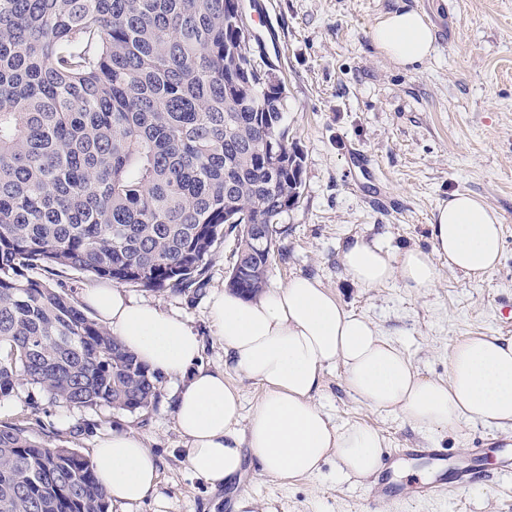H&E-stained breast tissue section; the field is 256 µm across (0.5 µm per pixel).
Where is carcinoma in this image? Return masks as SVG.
<instances>
[{
	"label": "carcinoma",
	"instance_id": "1",
	"mask_svg": "<svg viewBox=\"0 0 512 512\" xmlns=\"http://www.w3.org/2000/svg\"><path fill=\"white\" fill-rule=\"evenodd\" d=\"M228 0H0V398L135 412L154 373L49 277L205 283L224 225L229 287H268L304 190L284 82ZM93 462L0 421V512H108Z\"/></svg>",
	"mask_w": 512,
	"mask_h": 512
}]
</instances>
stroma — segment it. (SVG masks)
<instances>
[{"instance_id":"1","label":"stroma","mask_w":512,"mask_h":512,"mask_svg":"<svg viewBox=\"0 0 512 512\" xmlns=\"http://www.w3.org/2000/svg\"><path fill=\"white\" fill-rule=\"evenodd\" d=\"M260 6L267 31L262 60L284 80V123L304 156L302 197L279 226L270 287L296 276L320 279L347 310L366 315L410 356L422 376H448V352L468 336L512 337L500 325L498 301L512 296V0H243ZM423 14L435 35L424 66L406 70L383 56L371 38L378 18L397 6ZM368 155L388 192L374 198L366 176L354 170V151ZM483 199L502 218L499 265L479 278L437 260L435 288L414 292L393 282L362 288L340 264L342 247L362 237L391 252L431 251L428 226L441 200L454 192ZM237 238L228 229L210 259L201 288L153 291L133 285L126 293L160 304L186 319L204 343L203 366L224 365V348L211 326L207 300L227 287ZM157 404L130 413L108 406L75 409L25 396L0 400V421L21 417L44 423L41 438L91 455L103 436L125 428L140 434L158 464L152 496L131 512H235L236 496L253 512H512V479L474 484L422 501L415 486L434 475L408 461L395 482L400 495L368 507V484L342 480L334 464L293 480L264 474L246 463L237 492L211 488L189 468L172 415L179 379L158 376ZM318 404L335 424L379 429L388 450L434 446L449 465L467 459L488 438L512 449V428L468 421L457 430L430 433L399 414L377 413L343 384L341 367L326 369Z\"/></svg>"}]
</instances>
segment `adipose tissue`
<instances>
[{"label":"adipose tissue","mask_w":512,"mask_h":512,"mask_svg":"<svg viewBox=\"0 0 512 512\" xmlns=\"http://www.w3.org/2000/svg\"><path fill=\"white\" fill-rule=\"evenodd\" d=\"M372 37L379 51L405 68L424 65L434 51L431 24L403 6L386 12ZM429 237L431 252L410 248L396 254L357 238L343 247L341 264L363 288L393 281L425 291L440 275L435 258L479 277L495 269L502 253L499 214L467 192L437 205ZM84 302L152 370L184 378L174 404L175 426L189 467L214 488L238 481L249 458L282 480L316 474L330 460L340 478L378 476L381 433L365 423L335 425L316 402L326 368L336 364L356 399L376 412L402 414L416 428L442 432L466 421L512 428V337L457 342L448 353L447 379L433 380L316 278L299 276L253 298L213 292L210 318L224 347L220 369L198 366L201 339L160 305L136 301L109 285L88 289ZM231 371L265 389L243 428L241 395L226 379ZM92 459L113 504H138L156 486V457L132 430L113 431L94 448Z\"/></svg>","instance_id":"ef3b65f1"}]
</instances>
